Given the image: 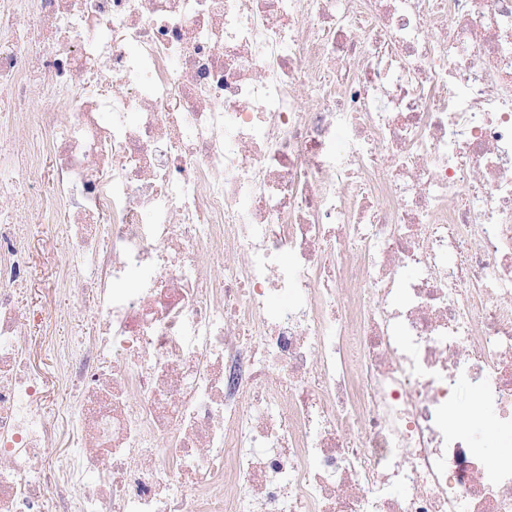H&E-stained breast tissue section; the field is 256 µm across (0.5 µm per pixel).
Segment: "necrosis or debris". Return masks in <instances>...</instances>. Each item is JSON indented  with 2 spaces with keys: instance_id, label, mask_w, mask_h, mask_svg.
Segmentation results:
<instances>
[{
  "instance_id": "4bbe7bcc",
  "label": "necrosis or debris",
  "mask_w": 512,
  "mask_h": 512,
  "mask_svg": "<svg viewBox=\"0 0 512 512\" xmlns=\"http://www.w3.org/2000/svg\"><path fill=\"white\" fill-rule=\"evenodd\" d=\"M1 140L0 512H512V0H0ZM23 220L29 236L26 292L20 298L25 314L23 328L30 345L31 368L54 380L53 349L77 336H94L96 323L73 308L68 294L58 290L59 271L69 260L67 243L59 228L42 216L26 215ZM480 425L484 431V452L489 459H493L502 453L512 454V444L504 445L495 419L490 411L481 415ZM508 446V447H505Z\"/></svg>"
}]
</instances>
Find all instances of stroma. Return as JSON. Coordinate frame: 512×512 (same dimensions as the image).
I'll return each instance as SVG.
<instances>
[{
	"instance_id": "obj_1",
	"label": "stroma",
	"mask_w": 512,
	"mask_h": 512,
	"mask_svg": "<svg viewBox=\"0 0 512 512\" xmlns=\"http://www.w3.org/2000/svg\"><path fill=\"white\" fill-rule=\"evenodd\" d=\"M28 243L26 291L20 299L23 327L30 345L31 367L52 377L56 364L53 349L79 336L96 333L94 320L76 310L59 289L58 274L67 264V243L56 225L43 217L25 216Z\"/></svg>"
}]
</instances>
